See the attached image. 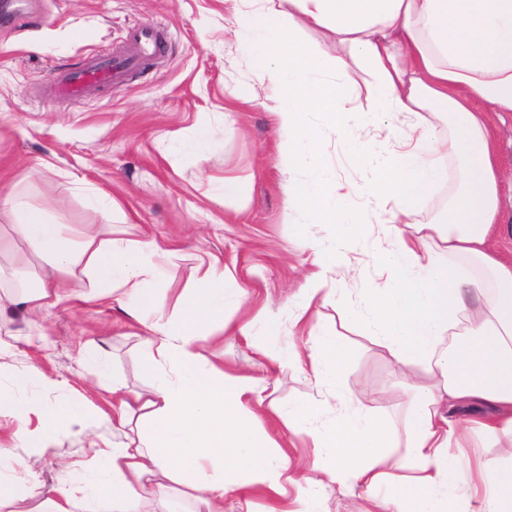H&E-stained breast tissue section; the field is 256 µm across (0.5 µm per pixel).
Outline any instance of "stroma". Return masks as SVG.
Returning a JSON list of instances; mask_svg holds the SVG:
<instances>
[{"label": "stroma", "mask_w": 512, "mask_h": 512, "mask_svg": "<svg viewBox=\"0 0 512 512\" xmlns=\"http://www.w3.org/2000/svg\"><path fill=\"white\" fill-rule=\"evenodd\" d=\"M21 10L26 25L14 18L0 24V194L16 189L36 204L61 202L71 224L102 223L88 196L111 203L116 236L178 250L160 275L158 300L168 311L195 277L183 253L199 249L216 257L233 293L224 306L229 329L205 341L202 352L227 373L261 382L268 404L257 409L256 426L286 448L290 473L306 471L312 442L306 432L288 429L271 406L295 403L315 389L295 366L271 368L261 346L287 353L310 343L315 326L347 337L352 356L343 387L365 391L374 409H401L410 396L408 368L348 326L342 314L359 289L384 287L368 253L373 241L390 244L386 227H368L348 244L343 262L316 266L307 243L332 240L333 228L304 224L286 209L289 192L305 174L288 167L278 146V91L256 79L252 56L224 32L230 0H24ZM134 27L162 30L165 55L123 84L88 87L76 101L52 99L59 74L111 52ZM201 125L206 149L191 160L185 145ZM385 134L382 125L354 124L342 137L326 133L322 160L337 181L361 182L367 168L348 153L344 139L372 145ZM228 179L241 183V199L225 200ZM315 271L340 298L308 308L303 288ZM304 307L309 317L301 321ZM248 320L255 325L254 347L236 332ZM42 323L47 344L40 347L26 339L24 314L14 315L19 337L0 356V368L34 370L27 398L78 401L90 417L84 426L64 428L42 453L21 447L13 437L15 421L0 417V454L34 461L37 495L64 487L74 468L90 463L89 437L112 439V426L101 415L109 399L81 377L87 350L103 345L110 374L129 387L150 384L141 369L139 328L112 300L61 304Z\"/></svg>", "instance_id": "stroma-1"}]
</instances>
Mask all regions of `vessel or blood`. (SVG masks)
<instances>
[{
  "instance_id": "1",
  "label": "vessel or blood",
  "mask_w": 512,
  "mask_h": 512,
  "mask_svg": "<svg viewBox=\"0 0 512 512\" xmlns=\"http://www.w3.org/2000/svg\"><path fill=\"white\" fill-rule=\"evenodd\" d=\"M128 38L135 48L134 53L115 52L89 58L82 66L61 76L57 83L59 94L73 101L79 100L88 85H111L123 80L126 74L134 71L138 57L157 56L165 47L163 35L157 30L134 28Z\"/></svg>"
}]
</instances>
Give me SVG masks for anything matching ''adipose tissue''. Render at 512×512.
Masks as SVG:
<instances>
[{
    "label": "adipose tissue",
    "instance_id": "obj_1",
    "mask_svg": "<svg viewBox=\"0 0 512 512\" xmlns=\"http://www.w3.org/2000/svg\"><path fill=\"white\" fill-rule=\"evenodd\" d=\"M230 33L257 59L255 77L272 83L288 166L307 175L288 198L305 223L335 228L333 257L370 223L411 221L416 202L455 177L446 211L412 239L396 236L373 254L386 275L382 288H364L343 310L390 357L417 365L429 383L411 386L402 411L371 410L364 392L350 393L346 412L325 418L313 397L290 406L289 428L312 423L310 473L294 512H315L319 489L384 488L375 512H464L480 498L482 512H512V260L487 248L497 234L502 187L491 121L512 113V0H236ZM376 83L375 109L357 112L354 73ZM407 114L405 129H389L391 146L347 147L369 165L361 184L343 185L320 160L324 130H345L350 118L378 124ZM446 121L439 132L437 121ZM369 206L347 209L350 196ZM21 246L14 260L21 283L0 287V309L21 305L29 318L61 303L109 298L141 327L144 390L113 379L110 445L90 441L92 485L80 482L35 500L16 461L0 455V512H224V496L247 484L272 499L286 493L287 452L256 428L260 385L225 372L200 350L204 336L224 333V272L205 253H191L196 279L172 312L157 302L154 283L173 251L153 241L106 237L76 228L60 207L34 205L18 193L0 198V251ZM352 354L342 336L323 334L309 347L277 357L295 363L319 388L339 390ZM29 378L0 389V417L15 418L22 445L50 447L57 432L82 423L73 403L28 408ZM474 406L477 417L447 412ZM491 439L509 466L485 474L459 455L472 431ZM394 456L395 474L378 462Z\"/></svg>",
    "mask_w": 512,
    "mask_h": 512
}]
</instances>
